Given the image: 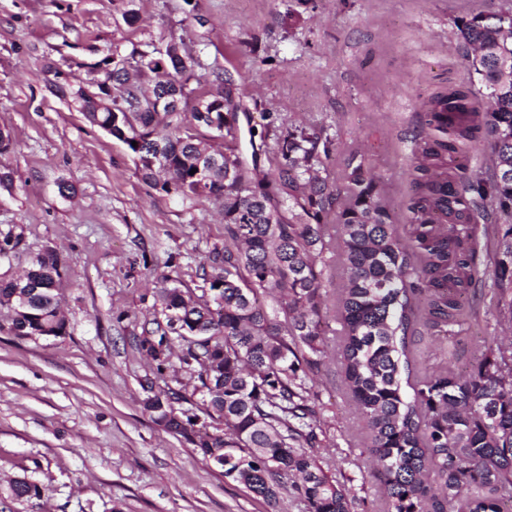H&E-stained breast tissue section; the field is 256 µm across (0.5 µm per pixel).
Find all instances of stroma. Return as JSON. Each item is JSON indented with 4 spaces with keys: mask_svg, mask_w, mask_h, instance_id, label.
Segmentation results:
<instances>
[{
    "mask_svg": "<svg viewBox=\"0 0 512 512\" xmlns=\"http://www.w3.org/2000/svg\"><path fill=\"white\" fill-rule=\"evenodd\" d=\"M128 6L139 16L132 26ZM482 11H512V0H0V132L12 141L0 170L13 176L0 188V238L19 240L0 256V279L55 254L67 323L64 336L29 339L0 315V493L23 477L42 489L9 512H271L142 405L149 383L181 390L179 410L201 404L198 379L176 359L156 377L136 339L145 316L161 311L154 290L164 280L208 296L211 259L224 249L223 201L147 185L123 142L53 93L55 70L88 89L92 48L181 42L197 75L232 80L241 128H307L331 140L335 178L353 156L381 176L406 240L416 150L430 134L423 106L468 85L456 23ZM504 221L492 210L474 219L476 273L450 361L462 375L484 337L512 340L486 298ZM326 259L327 356L313 384L328 428L316 452L329 476L353 477L354 512H384L340 373V237Z\"/></svg>",
    "mask_w": 512,
    "mask_h": 512,
    "instance_id": "obj_1",
    "label": "stroma"
}]
</instances>
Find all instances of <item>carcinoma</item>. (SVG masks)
Masks as SVG:
<instances>
[{
  "instance_id": "cac0c4a2",
  "label": "carcinoma",
  "mask_w": 512,
  "mask_h": 512,
  "mask_svg": "<svg viewBox=\"0 0 512 512\" xmlns=\"http://www.w3.org/2000/svg\"><path fill=\"white\" fill-rule=\"evenodd\" d=\"M456 28L471 83L488 90L491 108L478 113L469 87L428 102L426 125L435 135L419 145L410 245L392 222L382 178L360 165L341 185L318 178L329 141L303 127L275 135V174L253 183L237 148L240 104L219 74L198 91V61L190 56L161 63L147 55L151 42L127 52L114 44L90 64L100 74L93 92L73 89L55 70V93H78L86 119L127 145L145 182L189 201L224 200L231 245L214 255L211 300L194 302L190 291L163 285L156 289L163 319L149 320L138 339L159 375L174 345L182 346L180 361L206 389L205 420L176 412L173 403L184 396L171 388L144 409L278 512H287L289 489L299 512H352L355 501L353 479L329 476L311 451L325 425L311 405L310 375L325 354L320 320L331 284L324 254L332 215L348 274L337 310L342 379L379 466L385 512H507L512 503V343L485 337L466 378L446 366L421 374L413 358L420 304L441 353H451L462 331L475 213L491 202L512 216V14L479 12ZM115 56L126 66H113ZM162 64L170 76L162 93L178 102L173 108L146 103L162 84ZM214 138L224 139V151L210 150ZM481 138L492 142L488 178L469 176L458 156L459 143ZM449 161L457 170L451 179L438 171ZM495 236V316L512 322V224ZM60 278V261L48 255L23 277L0 282L15 335L66 334ZM213 423L224 430H210ZM10 496L21 502L41 489L17 479Z\"/></svg>"
}]
</instances>
